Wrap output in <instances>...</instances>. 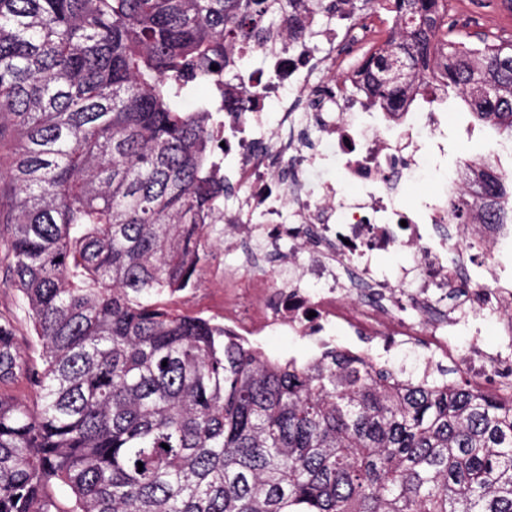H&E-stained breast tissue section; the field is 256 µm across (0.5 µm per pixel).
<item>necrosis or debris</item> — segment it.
Listing matches in <instances>:
<instances>
[{"label": "necrosis or debris", "instance_id": "4bbe7bcc", "mask_svg": "<svg viewBox=\"0 0 512 512\" xmlns=\"http://www.w3.org/2000/svg\"><path fill=\"white\" fill-rule=\"evenodd\" d=\"M294 38L280 26L249 54L228 49L227 98L247 109L224 115V251L248 243L249 278L224 267V328L245 341L293 334L392 369L405 381L403 347L422 349L425 377L451 363L475 391L512 403V226L456 222L467 196L448 154V115L411 109L366 112L343 92L355 70L337 66L352 45L374 39L369 16L343 0L321 20L309 0ZM335 100L312 105L316 92ZM408 252L397 274L379 257ZM495 323L494 351L452 341L458 329Z\"/></svg>", "mask_w": 512, "mask_h": 512}]
</instances>
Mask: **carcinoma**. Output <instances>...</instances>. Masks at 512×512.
Returning <instances> with one entry per match:
<instances>
[{
	"instance_id": "1",
	"label": "carcinoma",
	"mask_w": 512,
	"mask_h": 512,
	"mask_svg": "<svg viewBox=\"0 0 512 512\" xmlns=\"http://www.w3.org/2000/svg\"><path fill=\"white\" fill-rule=\"evenodd\" d=\"M295 2L0 0L3 277L41 347L0 315V512H512V406L336 350L272 359L170 301L224 220L226 48ZM393 7L369 106L452 96L512 140V43L441 38L448 0ZM471 184L512 224L511 182Z\"/></svg>"
}]
</instances>
